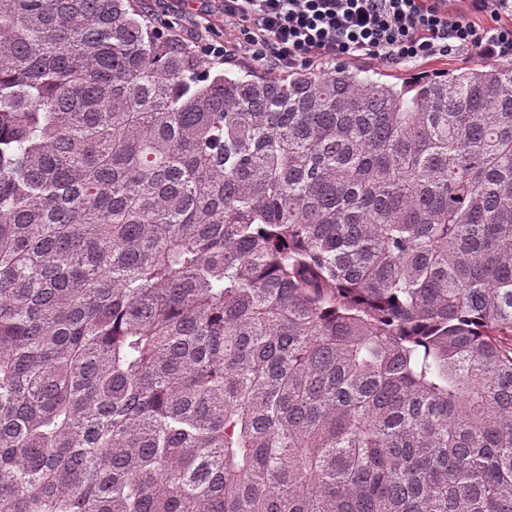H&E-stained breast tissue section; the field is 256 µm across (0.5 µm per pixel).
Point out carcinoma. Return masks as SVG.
I'll return each mask as SVG.
<instances>
[{
    "label": "carcinoma",
    "mask_w": 512,
    "mask_h": 512,
    "mask_svg": "<svg viewBox=\"0 0 512 512\" xmlns=\"http://www.w3.org/2000/svg\"><path fill=\"white\" fill-rule=\"evenodd\" d=\"M0 512H512V68L0 0Z\"/></svg>",
    "instance_id": "cac0c4a2"
}]
</instances>
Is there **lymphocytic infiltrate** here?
I'll return each instance as SVG.
<instances>
[{"label":"lymphocytic infiltrate","instance_id":"obj_1","mask_svg":"<svg viewBox=\"0 0 512 512\" xmlns=\"http://www.w3.org/2000/svg\"><path fill=\"white\" fill-rule=\"evenodd\" d=\"M223 44L279 71L323 60L413 62L471 49L512 62V0H224Z\"/></svg>","mask_w":512,"mask_h":512}]
</instances>
